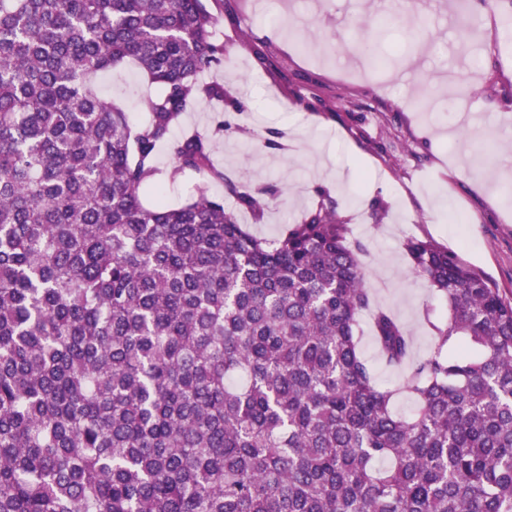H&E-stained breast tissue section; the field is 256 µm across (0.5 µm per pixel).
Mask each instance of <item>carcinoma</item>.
<instances>
[{
  "label": "carcinoma",
  "instance_id": "1",
  "mask_svg": "<svg viewBox=\"0 0 512 512\" xmlns=\"http://www.w3.org/2000/svg\"><path fill=\"white\" fill-rule=\"evenodd\" d=\"M205 0H0V512H512V301L432 239L409 240L433 351L373 305L365 245L328 192L277 240L171 176L224 183L212 143L174 137L234 103ZM372 68L402 58L374 52ZM135 67V122L97 92ZM368 321L416 404L392 406ZM214 112L213 106L206 102H198L183 117L181 125L176 129L175 135L179 136L183 131L197 130L206 135L211 132ZM362 327L364 337L361 342V347L364 355L375 365L379 381L385 386L398 390L393 398L394 409L400 413H408L411 408V403L405 393L400 391L406 381V372L401 368L386 366L381 362L377 345L369 332L368 325L363 323Z\"/></svg>",
  "mask_w": 512,
  "mask_h": 512
}]
</instances>
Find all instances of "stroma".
<instances>
[{"label":"stroma","instance_id":"35a3bbf8","mask_svg":"<svg viewBox=\"0 0 512 512\" xmlns=\"http://www.w3.org/2000/svg\"><path fill=\"white\" fill-rule=\"evenodd\" d=\"M224 42L218 78L242 111L225 112L231 132L215 138L217 167L243 187L274 186L278 197L262 218L240 208L222 183L188 172L169 179L167 147L155 164L169 204L199 194L220 197L253 234L274 240L301 222L326 190L363 257L374 302L390 310L414 338V354H430L425 307L444 304L410 272L403 248L432 239L454 251L512 298V42L501 18L470 0L478 44L461 36L459 13L446 0H207ZM401 7L405 23L391 22ZM409 56V68L369 73L362 41ZM104 99L127 106L133 120L155 89L134 69L107 72ZM284 134L285 150L266 144ZM361 347L379 381L394 388L393 407L409 412L403 369L381 362L371 335Z\"/></svg>","mask_w":512,"mask_h":512}]
</instances>
